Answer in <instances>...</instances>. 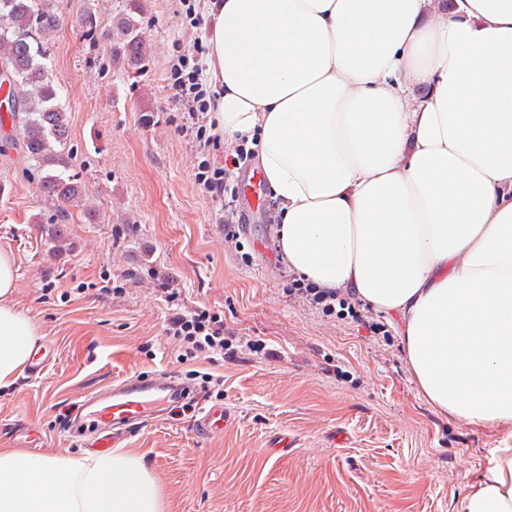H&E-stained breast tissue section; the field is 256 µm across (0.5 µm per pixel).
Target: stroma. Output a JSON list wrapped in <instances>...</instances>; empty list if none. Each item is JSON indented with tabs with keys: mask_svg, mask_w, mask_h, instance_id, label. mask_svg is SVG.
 Returning a JSON list of instances; mask_svg holds the SVG:
<instances>
[{
	"mask_svg": "<svg viewBox=\"0 0 512 512\" xmlns=\"http://www.w3.org/2000/svg\"><path fill=\"white\" fill-rule=\"evenodd\" d=\"M140 2L153 54L134 76L113 63L108 40L89 47L77 23L88 10L107 31L128 0H55L51 67L94 221L78 207L61 221L16 151L0 155V250L17 270L10 302L49 349L40 378L23 372L0 388V426L27 424L0 438V452L86 456L92 431L60 423L67 404L123 378L197 369L224 381L233 416L224 432L200 436L186 413L133 430L122 448L154 480L162 512H456L484 475L489 449L512 445V428L468 424L431 406L405 358L398 315L366 306L356 320L290 295L268 222L272 198L259 205L237 195L248 234L242 250L225 242L221 205L196 173L199 161L222 167L233 153L223 139L202 149L183 136L171 91L177 59L207 51L202 28L181 0ZM107 278L122 293H101ZM162 281L187 306L223 311L225 327L263 350L180 360L178 342L163 333ZM288 436L294 448L276 451Z\"/></svg>",
	"mask_w": 512,
	"mask_h": 512,
	"instance_id": "35a3bbf8",
	"label": "stroma"
}]
</instances>
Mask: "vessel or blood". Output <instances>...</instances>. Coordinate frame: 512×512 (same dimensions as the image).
Here are the masks:
<instances>
[{"instance_id":"vessel-or-blood-1","label":"vessel or blood","mask_w":512,"mask_h":512,"mask_svg":"<svg viewBox=\"0 0 512 512\" xmlns=\"http://www.w3.org/2000/svg\"><path fill=\"white\" fill-rule=\"evenodd\" d=\"M186 394V384L168 372L127 378L104 395L81 402L74 418L79 423L96 422L97 429L88 445L106 452L119 447L134 428L166 414L170 407L185 400ZM228 420L224 406L215 404L203 409L196 429L206 437L218 435L223 433Z\"/></svg>"}]
</instances>
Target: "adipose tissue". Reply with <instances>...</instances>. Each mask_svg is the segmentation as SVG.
Listing matches in <instances>:
<instances>
[{
    "label": "adipose tissue",
    "mask_w": 512,
    "mask_h": 512,
    "mask_svg": "<svg viewBox=\"0 0 512 512\" xmlns=\"http://www.w3.org/2000/svg\"><path fill=\"white\" fill-rule=\"evenodd\" d=\"M210 122L254 143L305 281L402 317L425 399L512 426V0H204ZM0 386L37 331L8 299ZM0 512H161L120 453H0ZM458 512H512V447Z\"/></svg>",
    "instance_id": "ef3b65f1"
}]
</instances>
